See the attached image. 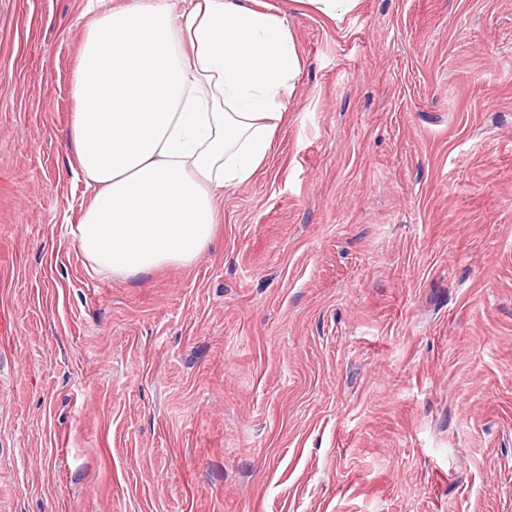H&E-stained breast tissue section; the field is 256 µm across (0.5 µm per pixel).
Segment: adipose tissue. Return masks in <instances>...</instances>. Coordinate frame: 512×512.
Returning a JSON list of instances; mask_svg holds the SVG:
<instances>
[{
	"mask_svg": "<svg viewBox=\"0 0 512 512\" xmlns=\"http://www.w3.org/2000/svg\"><path fill=\"white\" fill-rule=\"evenodd\" d=\"M84 30L70 139L92 188L71 234L95 269L193 263L218 198L272 155L302 60L287 18L254 0H126Z\"/></svg>",
	"mask_w": 512,
	"mask_h": 512,
	"instance_id": "obj_1",
	"label": "adipose tissue"
}]
</instances>
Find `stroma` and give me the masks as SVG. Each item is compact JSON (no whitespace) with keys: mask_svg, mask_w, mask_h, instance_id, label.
Returning a JSON list of instances; mask_svg holds the SVG:
<instances>
[{"mask_svg":"<svg viewBox=\"0 0 512 512\" xmlns=\"http://www.w3.org/2000/svg\"><path fill=\"white\" fill-rule=\"evenodd\" d=\"M262 2L272 155L126 278L65 230L86 0H0V512H512V0ZM316 11L331 20L342 19L352 12L359 0H308Z\"/></svg>","mask_w":512,"mask_h":512,"instance_id":"obj_1","label":"stroma"}]
</instances>
